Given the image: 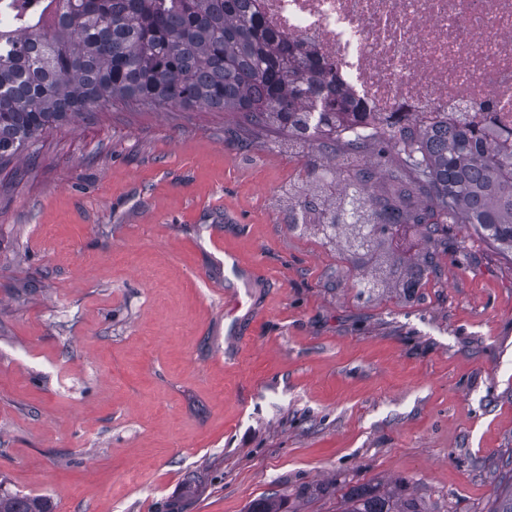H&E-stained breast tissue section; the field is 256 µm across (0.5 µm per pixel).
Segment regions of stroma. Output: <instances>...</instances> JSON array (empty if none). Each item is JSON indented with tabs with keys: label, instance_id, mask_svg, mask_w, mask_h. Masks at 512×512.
<instances>
[{
	"label": "stroma",
	"instance_id": "stroma-1",
	"mask_svg": "<svg viewBox=\"0 0 512 512\" xmlns=\"http://www.w3.org/2000/svg\"><path fill=\"white\" fill-rule=\"evenodd\" d=\"M232 126L106 106L0 170V482L54 512H337L359 485L489 512L512 257L452 224L438 276L366 300L288 227L305 158Z\"/></svg>",
	"mask_w": 512,
	"mask_h": 512
}]
</instances>
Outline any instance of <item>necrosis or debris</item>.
<instances>
[{"label":"necrosis or debris","mask_w":512,"mask_h":512,"mask_svg":"<svg viewBox=\"0 0 512 512\" xmlns=\"http://www.w3.org/2000/svg\"><path fill=\"white\" fill-rule=\"evenodd\" d=\"M264 27L305 41L362 111L512 132V0H254Z\"/></svg>","instance_id":"necrosis-or-debris-1"}]
</instances>
